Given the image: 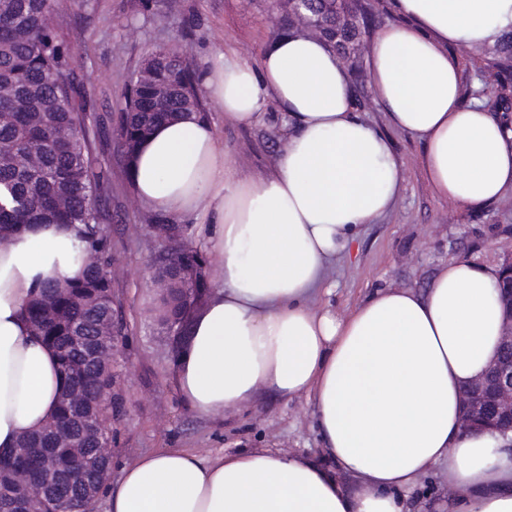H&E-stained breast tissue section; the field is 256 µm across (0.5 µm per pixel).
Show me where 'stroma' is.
I'll use <instances>...</instances> for the list:
<instances>
[{
	"label": "stroma",
	"mask_w": 512,
	"mask_h": 512,
	"mask_svg": "<svg viewBox=\"0 0 512 512\" xmlns=\"http://www.w3.org/2000/svg\"><path fill=\"white\" fill-rule=\"evenodd\" d=\"M282 16L276 0H60L57 21L70 29L76 69L94 114L106 117L119 112L132 74L151 50L177 49L200 69L228 47L253 59L281 32ZM358 56L361 64L351 73L354 92L365 118L387 130L402 164L404 189L389 214L362 228L354 250L337 257L330 276L332 291L319 301L340 313L379 286L424 287L429 274L450 260L498 265L512 254V195L485 207L436 200L425 181L420 144L388 130L372 96L367 53L362 50ZM205 111L239 173L271 171L283 145L274 132L227 126L223 112L211 104ZM98 159L112 167L113 218L105 230L114 243L112 273L128 322L114 361L125 414L112 431L109 482L118 480L125 463L161 448L189 449L212 458L254 448L321 456L305 399L260 398L209 418L181 400L167 339L156 319L158 291L146 268L152 226L162 217L133 196L114 139H104Z\"/></svg>",
	"instance_id": "obj_1"
}]
</instances>
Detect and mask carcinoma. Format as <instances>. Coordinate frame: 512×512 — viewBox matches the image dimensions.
Instances as JSON below:
<instances>
[{"mask_svg": "<svg viewBox=\"0 0 512 512\" xmlns=\"http://www.w3.org/2000/svg\"><path fill=\"white\" fill-rule=\"evenodd\" d=\"M56 0H0V143L18 151H34L42 167L31 173L0 158V245L20 224H78L82 246L76 257L78 273L63 287L44 283L26 306L32 330L57 354L65 389L84 392L77 410L57 403L54 420L39 432L22 438L18 448L0 453V512H17L23 495L14 477L20 472L45 488L49 510L73 506L77 492L94 485L98 495L101 474L111 459L98 455L101 443H112V423L123 415L112 363L94 352L98 326L112 327L123 300L112 277L113 244L103 229L112 220V169L97 163L100 122L88 112L81 91L76 55L62 27L44 24ZM303 11L322 21L325 39L357 67L353 49L370 34L371 13L346 0H307ZM486 69L494 78L497 111L512 116V33L504 34L491 50ZM167 95L158 99L154 89ZM204 113L198 72L178 52L160 47L142 61L130 81L117 124L126 147L138 142L156 123L182 112ZM98 257L85 264V255ZM159 276L169 280L160 295L162 323L180 327L186 307L184 287L168 258H154ZM71 431L79 456L56 445L54 430ZM53 469L45 467V453Z\"/></svg>", "mask_w": 512, "mask_h": 512, "instance_id": "cac0c4a2", "label": "carcinoma"}]
</instances>
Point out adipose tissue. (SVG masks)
<instances>
[{"instance_id": "1", "label": "adipose tissue", "mask_w": 512, "mask_h": 512, "mask_svg": "<svg viewBox=\"0 0 512 512\" xmlns=\"http://www.w3.org/2000/svg\"><path fill=\"white\" fill-rule=\"evenodd\" d=\"M370 42L374 98L421 143L432 196L486 206L512 190V124L461 102L452 44L495 43L512 0H389ZM201 83L227 123L268 125L273 170L243 176L216 125L191 114L158 126L126 167L147 208L191 215L221 265L175 363L184 402L209 417L265 396L311 404L317 460L269 448L212 459L145 454L101 491L106 512H428L418 480L443 468L445 512H512V433H463L462 390L494 358L499 266L441 265L428 286L377 287L339 313L316 305L337 256L387 215L404 175L389 137L356 105L351 76L321 38L283 33L256 59L225 50ZM78 228L20 227L0 246V453L42 430L63 380L25 306L42 282L77 272ZM357 480V490L344 482Z\"/></svg>"}]
</instances>
